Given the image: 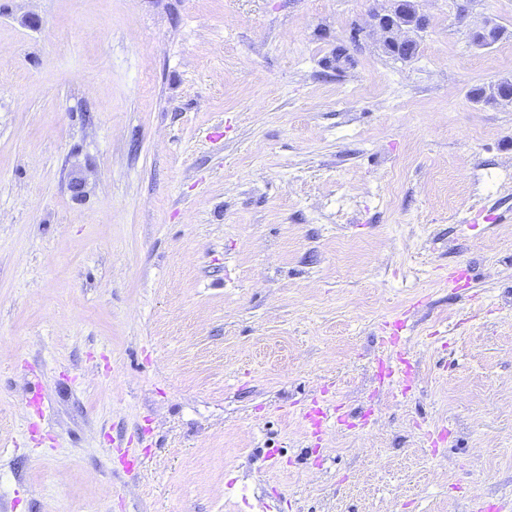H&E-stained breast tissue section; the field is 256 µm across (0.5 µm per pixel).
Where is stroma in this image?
<instances>
[{
  "mask_svg": "<svg viewBox=\"0 0 512 512\" xmlns=\"http://www.w3.org/2000/svg\"><path fill=\"white\" fill-rule=\"evenodd\" d=\"M384 3L0 0V512H512V0ZM388 5L373 9L368 14L365 28H358L357 34L368 29L380 37L387 54L401 60L411 59L418 49V33L424 31L428 17L420 11L418 0H388Z\"/></svg>",
  "mask_w": 512,
  "mask_h": 512,
  "instance_id": "35a3bbf8",
  "label": "stroma"
}]
</instances>
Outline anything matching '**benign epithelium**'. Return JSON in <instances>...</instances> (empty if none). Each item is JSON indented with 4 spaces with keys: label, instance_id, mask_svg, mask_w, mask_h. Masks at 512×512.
Returning a JSON list of instances; mask_svg holds the SVG:
<instances>
[{
    "label": "benign epithelium",
    "instance_id": "7a95c632",
    "mask_svg": "<svg viewBox=\"0 0 512 512\" xmlns=\"http://www.w3.org/2000/svg\"><path fill=\"white\" fill-rule=\"evenodd\" d=\"M429 24L428 17L420 11L418 0H388V5L373 9L368 14L366 29L380 37L387 54L401 60L411 59L418 49V33ZM503 36L497 25L487 22L471 34L473 43L489 47Z\"/></svg>",
    "mask_w": 512,
    "mask_h": 512
}]
</instances>
